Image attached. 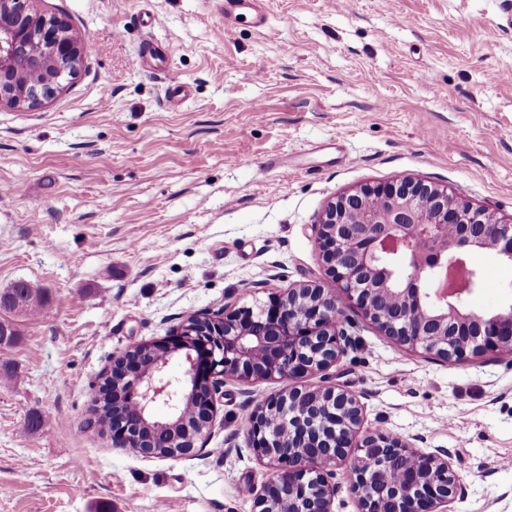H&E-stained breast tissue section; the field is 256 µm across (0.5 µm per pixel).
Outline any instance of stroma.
<instances>
[{
	"label": "stroma",
	"mask_w": 512,
	"mask_h": 512,
	"mask_svg": "<svg viewBox=\"0 0 512 512\" xmlns=\"http://www.w3.org/2000/svg\"><path fill=\"white\" fill-rule=\"evenodd\" d=\"M36 7L90 49L50 100L0 108V289L47 293L0 345V512H254L242 422L284 382L226 381L203 452L146 458L88 424L113 355L272 279L331 287L318 222L348 190L412 177L512 218V0H263L262 26L224 0ZM472 261L466 304L494 310L512 266ZM324 380L364 431L448 449L452 512H512V353L437 361L365 327Z\"/></svg>",
	"instance_id": "1"
}]
</instances>
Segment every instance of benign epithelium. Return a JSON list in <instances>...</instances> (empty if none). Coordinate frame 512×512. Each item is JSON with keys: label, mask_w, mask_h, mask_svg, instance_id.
<instances>
[{"label": "benign epithelium", "mask_w": 512, "mask_h": 512, "mask_svg": "<svg viewBox=\"0 0 512 512\" xmlns=\"http://www.w3.org/2000/svg\"><path fill=\"white\" fill-rule=\"evenodd\" d=\"M34 2L0 0V106L41 104L82 64L81 39ZM34 70L49 73L41 89L22 82ZM317 245L345 299L400 346L458 361L512 352V297L494 312L465 307L480 284L472 253L493 250L512 265L511 223L405 177L330 202ZM354 327L336 293L309 284L277 289L256 309L190 315L168 336L112 357V447L190 456L225 378L290 381L323 371L349 347ZM175 354L186 370L171 380L164 369ZM188 383L197 402L192 422L177 415ZM159 402L172 409L167 422L146 417ZM362 423L359 399L333 384L292 386L258 405L245 438L271 474L248 487L256 512H335L342 466L360 512H450L459 480L448 450L413 448L384 430L364 433Z\"/></svg>", "instance_id": "7a95c632"}]
</instances>
